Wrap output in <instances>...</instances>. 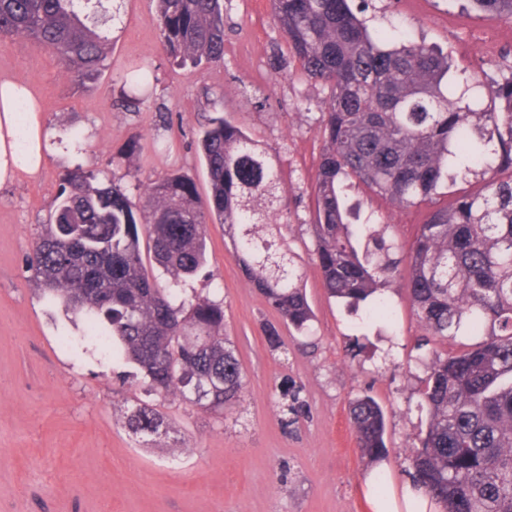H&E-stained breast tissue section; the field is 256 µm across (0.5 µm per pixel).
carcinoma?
Instances as JSON below:
<instances>
[{"mask_svg":"<svg viewBox=\"0 0 512 512\" xmlns=\"http://www.w3.org/2000/svg\"><path fill=\"white\" fill-rule=\"evenodd\" d=\"M352 0H272L280 39L300 74L324 93V142L312 224L327 294L387 320L384 287L406 291L427 335L462 336L466 348L433 353L422 392L426 430L406 458L413 485L440 512H512V71L487 83L424 41L394 39ZM124 0H0V45L25 38L55 53L66 76L99 75ZM512 20V0H470ZM161 44L195 65L224 61V0H157ZM123 85L150 84L131 68ZM497 102L490 108L485 102ZM210 192L170 175L138 195L79 168L40 225L26 271L47 304L148 397L179 400L217 417L240 403L244 372L224 334V305L184 285L207 265V226L224 225L247 281L282 321L310 330L313 311L281 236L285 190L269 151L219 115L197 131ZM484 192L433 208L408 256L375 224H355L348 188L361 183L400 209L434 202L457 181ZM349 423L361 456L386 451L385 416L354 400ZM133 434L163 417L144 402L123 416Z\"/></svg>","mask_w":512,"mask_h":512,"instance_id":"1","label":"carcinoma"}]
</instances>
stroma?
<instances>
[{
  "label": "stroma",
  "instance_id": "35a3bbf8",
  "mask_svg": "<svg viewBox=\"0 0 512 512\" xmlns=\"http://www.w3.org/2000/svg\"><path fill=\"white\" fill-rule=\"evenodd\" d=\"M372 3L378 25L425 41L455 67L495 77L512 65V23L473 10L469 0ZM227 14L219 65H179L161 50L155 0H125L111 68L82 84L28 40L0 47V80L29 86L51 132L41 172L0 185V512H367L361 487L374 467L361 458L348 419L350 402L364 395L387 418L384 491L407 480L425 363L432 352L460 345L428 341L397 284L385 291L386 322L327 297L311 231L323 92L297 76L287 45L270 57L277 35L270 0H231ZM135 65L155 82L150 98L130 112L114 74ZM220 111L272 155L288 208L281 232L315 314L313 331L301 336L281 324L245 282L222 225H209L210 275L191 285L224 304L244 399L223 418L158 401L167 432L147 442L119 420L140 396L124 379L125 365L90 343H61L75 329L39 297L24 262L75 166L130 189L185 174L207 196L196 131ZM350 196L363 213L383 218L386 237L409 251L428 205L398 209L358 184ZM271 323L280 336L275 349L265 333ZM286 384L302 387L305 400L290 426L279 412Z\"/></svg>",
  "mask_w": 512,
  "mask_h": 512
}]
</instances>
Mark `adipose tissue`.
<instances>
[{
	"label": "adipose tissue",
	"instance_id": "ef3b65f1",
	"mask_svg": "<svg viewBox=\"0 0 512 512\" xmlns=\"http://www.w3.org/2000/svg\"><path fill=\"white\" fill-rule=\"evenodd\" d=\"M49 133L30 89L13 79L0 80V183L38 174ZM363 497L369 512H429L430 503L413 484L379 494L367 481Z\"/></svg>",
	"mask_w": 512,
	"mask_h": 512
}]
</instances>
